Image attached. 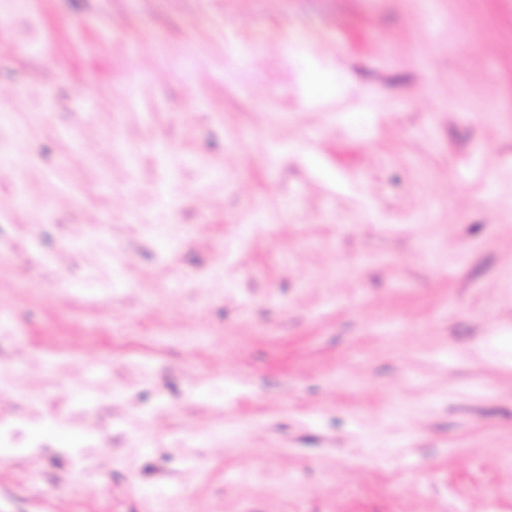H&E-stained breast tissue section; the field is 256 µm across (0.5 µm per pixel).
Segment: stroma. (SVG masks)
I'll return each instance as SVG.
<instances>
[{
	"label": "stroma",
	"instance_id": "1",
	"mask_svg": "<svg viewBox=\"0 0 512 512\" xmlns=\"http://www.w3.org/2000/svg\"><path fill=\"white\" fill-rule=\"evenodd\" d=\"M0 512H512V0H0Z\"/></svg>",
	"mask_w": 512,
	"mask_h": 512
}]
</instances>
